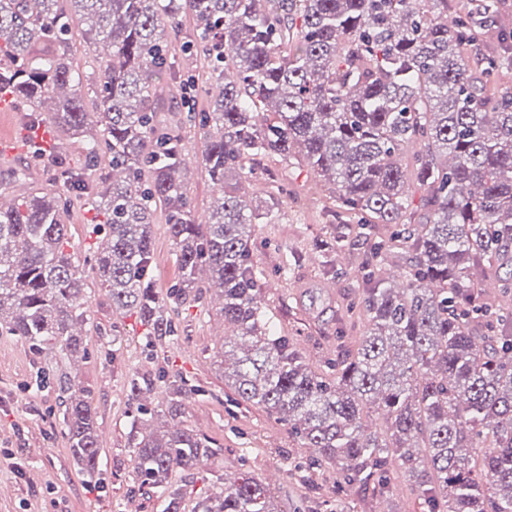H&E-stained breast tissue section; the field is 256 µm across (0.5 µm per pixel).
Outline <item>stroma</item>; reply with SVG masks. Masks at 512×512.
I'll return each mask as SVG.
<instances>
[{
    "label": "stroma",
    "instance_id": "35a3bbf8",
    "mask_svg": "<svg viewBox=\"0 0 512 512\" xmlns=\"http://www.w3.org/2000/svg\"><path fill=\"white\" fill-rule=\"evenodd\" d=\"M195 35L192 18L185 16L169 37L177 75L158 79L156 117L184 145L187 191L202 221L217 190L202 164L204 131L180 107L182 85L189 80L200 89L197 109L207 106L201 92L207 63L202 55L185 52ZM70 45L82 74V96L87 106H94L104 59L80 29H73ZM244 165L250 176L240 183V193L251 204L273 208L270 223L256 225L251 245L265 314L313 369L322 370L335 358L338 342L356 347L366 331L358 282L368 248L356 240L357 222L343 224L332 217L334 197L306 165L274 155L252 156ZM19 168L28 173L27 188L51 189L52 166L32 151L0 164V184ZM70 200L64 217L69 250L78 259L92 258L107 229L95 223L83 197L74 193ZM339 232L346 236V248L324 261L316 242ZM153 249V285L163 295L180 279L181 270L160 218L153 226ZM214 294L203 287L196 298L168 306L174 333L156 338L149 349L136 316L119 313L93 279L85 293V357L71 361L52 351L39 360L23 339L0 335V487L10 490L0 497V512H128L131 501L137 512H163V496L139 490L133 475L128 378L134 373L154 381L147 401L152 412L165 406L166 380L183 377L190 392L182 401L181 420L217 450L196 468L173 472L170 482L181 491L184 512H194L200 495L219 492L227 475L244 473L264 482L277 512H377L382 500L389 512H423L420 496L398 470L390 472V493L378 499L373 488L345 484L334 466L310 468L311 450L301 446L287 424L260 406L237 400L226 379L233 363L224 357V316L213 303ZM64 373L75 375L97 410L101 462L93 479L74 463L62 430L58 378ZM11 453L20 465L15 472L6 462Z\"/></svg>",
    "mask_w": 512,
    "mask_h": 512
}]
</instances>
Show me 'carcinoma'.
I'll return each mask as SVG.
<instances>
[{"mask_svg":"<svg viewBox=\"0 0 512 512\" xmlns=\"http://www.w3.org/2000/svg\"><path fill=\"white\" fill-rule=\"evenodd\" d=\"M186 13L208 87H219L200 113L184 98L206 130L204 168L223 187L203 224L182 175L184 147L155 124L154 81L176 69L166 28ZM446 15L448 0H0V86L34 112L53 102L56 137L79 142L90 163L112 154V170L124 174L101 190L51 156L58 179L84 193L107 227L92 273L116 308L139 315L145 336L171 332L151 285L160 210L182 272L167 299L182 303L208 270L224 297V344L243 347L234 394L288 423L314 449L313 464H334L346 483L372 481L382 492L397 468L428 512H512V314L498 313L484 288L493 268L512 267V95L491 90L500 56L477 52L501 10L481 0L472 14L450 23ZM76 23L89 44L110 47L93 112L70 53ZM259 154L303 160L372 241L365 334L355 348L338 345L324 371L262 310L250 246L269 208L246 204L234 184ZM67 205L59 193L25 190L0 211V332L38 355L57 348L77 358L87 346L74 331L86 276L66 250ZM381 224L398 225L410 253L399 288L384 276ZM152 385L132 374L131 399ZM59 388L72 458L97 473L96 408L74 378ZM167 389L172 429L146 431L139 405L129 443L139 487L165 494L164 512H183L170 476L215 449L176 423L187 382L174 376ZM195 512L271 509L267 489L243 475Z\"/></svg>","mask_w":512,"mask_h":512,"instance_id":"1","label":"carcinoma"}]
</instances>
